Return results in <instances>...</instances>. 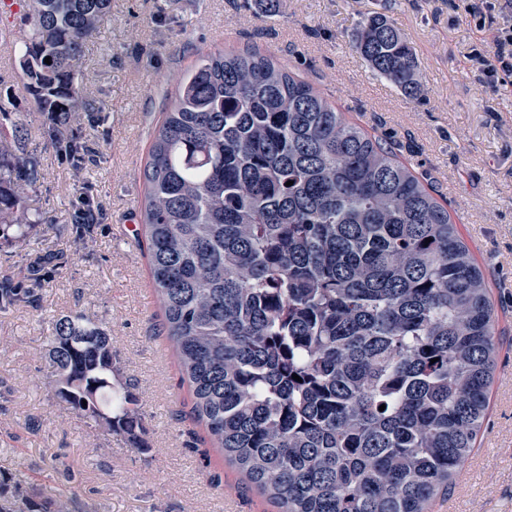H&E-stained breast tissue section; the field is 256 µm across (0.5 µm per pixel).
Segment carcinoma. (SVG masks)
Listing matches in <instances>:
<instances>
[{
  "instance_id": "carcinoma-1",
  "label": "carcinoma",
  "mask_w": 512,
  "mask_h": 512,
  "mask_svg": "<svg viewBox=\"0 0 512 512\" xmlns=\"http://www.w3.org/2000/svg\"><path fill=\"white\" fill-rule=\"evenodd\" d=\"M109 3L28 0L22 87L72 162L86 146L62 129L91 108L72 62ZM354 48L419 92L413 47L386 16L365 18ZM144 176L137 237L161 331L224 458L279 512H427L447 495L487 416L498 331L485 276L434 190L249 46L183 79ZM37 180L31 157L0 152V226H25L12 215ZM73 220L79 239L97 223L89 199ZM47 353L55 397L97 427L109 414L103 432L149 452L106 326L59 317Z\"/></svg>"
}]
</instances>
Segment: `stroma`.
Listing matches in <instances>:
<instances>
[{"label":"stroma","instance_id":"stroma-1","mask_svg":"<svg viewBox=\"0 0 512 512\" xmlns=\"http://www.w3.org/2000/svg\"><path fill=\"white\" fill-rule=\"evenodd\" d=\"M472 0H111L74 65L91 113L70 136L86 142L81 168L40 135L10 48L23 14L0 21V126L21 127L40 176L24 208L25 239L0 235V279L32 289L33 303L0 309V503L32 498L56 512H277L191 415L192 394L166 336L140 224L144 170L163 112L182 75L203 56L246 44L309 81L347 118L395 145L448 212L491 288L498 352L490 409L477 446L435 512H512V76L486 81L470 56H493L494 31ZM381 13L414 48L421 90L403 94L355 51L360 21ZM100 221L72 233L78 197ZM81 314L104 323L139 400L149 455L97 432L46 387L53 319Z\"/></svg>","mask_w":512,"mask_h":512}]
</instances>
